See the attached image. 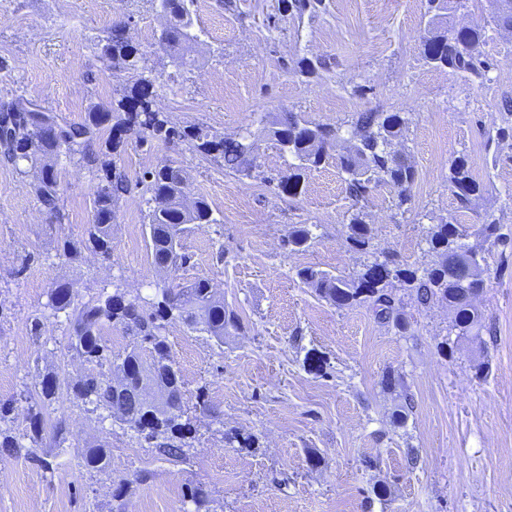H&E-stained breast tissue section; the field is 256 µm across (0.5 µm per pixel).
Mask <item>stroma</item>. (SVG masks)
I'll return each mask as SVG.
<instances>
[{
  "label": "stroma",
  "instance_id": "obj_1",
  "mask_svg": "<svg viewBox=\"0 0 512 512\" xmlns=\"http://www.w3.org/2000/svg\"><path fill=\"white\" fill-rule=\"evenodd\" d=\"M279 3L236 0L227 12L196 0L199 39L182 66L158 45L163 20L152 0H0V100L21 95L82 121L130 79L99 58L106 31L123 23L142 51L139 75L159 87V111L217 135L258 132L261 170L238 178L192 150L125 137L117 161L134 188L115 207L112 257L86 251L72 261L57 244L90 224L93 175L61 163L69 222L59 226L28 182L0 165V402H15L0 429L27 441L36 373L72 380L89 370L68 349L65 318L47 307L54 284H70L79 304L115 284L152 293L140 181L164 162L184 168L189 196L205 198L216 218L183 237L190 262L171 279H211L247 325L220 343L178 321L166 329L195 428L188 463L166 461L64 395L44 412L38 461L0 449V512H191L192 486L205 491L200 512H512V243L492 247L478 233L489 219L512 235V137L497 136L512 126L500 110L512 96V33L488 26V0L452 16L486 29L488 68L471 81L422 60L424 0H325L299 20L280 17ZM315 56L329 57L330 70L310 77L288 66ZM368 109L405 113L396 150L417 172L409 211L396 209L387 187L370 194L364 213L376 243L421 266L432 259L428 226L455 217L469 246L492 252L475 305L494 339L450 336L448 307L409 296L399 334L366 307L330 305L298 278L305 266L349 277L368 257L347 244L353 207L336 164L304 171L295 198L275 195L269 181L290 158L270 122L291 111L338 126L341 150L351 113ZM461 155L487 186L464 209L448 188ZM298 224L313 237L291 252L283 241ZM391 372L402 387H385ZM200 391L214 415L195 410ZM228 432L252 436L254 447L229 446ZM97 443L107 446L103 472L82 464Z\"/></svg>",
  "mask_w": 512,
  "mask_h": 512
}]
</instances>
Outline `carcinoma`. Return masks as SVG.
Here are the masks:
<instances>
[{
	"mask_svg": "<svg viewBox=\"0 0 512 512\" xmlns=\"http://www.w3.org/2000/svg\"><path fill=\"white\" fill-rule=\"evenodd\" d=\"M165 13L166 27L159 42L184 58L187 42L193 40L192 12L194 0H156ZM427 17L421 41V57L435 68H446L475 78L483 76L487 62L482 60L485 28L454 31L443 22L447 12L464 8L469 0H425ZM324 7L323 0H281L278 10L299 19L313 15ZM489 24L512 32V0H491ZM139 54L138 45L126 28L114 26L100 48V59L113 72H131L130 59ZM297 68L303 74L316 76L328 68L326 59H301ZM157 96L154 80L139 77L129 86L116 91L105 108L90 104L83 121L67 122L45 108L28 109L32 101L19 95L0 102V160L14 166L26 177L38 174L32 182L37 200L55 223L64 224L68 215L60 206L59 162L87 168L99 180L92 200L93 222L80 240L64 238L58 251L68 259H76L90 251L108 259L112 255V219L118 201L130 192L125 170L117 164L116 154L123 140L120 132L132 134L143 143L162 141L170 148L187 143L196 151L213 158L224 171L245 178L255 176L258 165V136L247 130L232 137L215 136L195 125L177 128L164 113L153 109ZM408 118L402 112L368 110L352 115L350 126L354 138L350 152L332 157L339 129L313 123L295 112H281L272 122V133L295 163L277 184L278 193L286 197L298 195L301 171L319 167L334 158L344 174L345 192L358 203L373 188L385 186L393 194L394 206L408 210L410 190L415 183L413 166L401 156L392 154L390 144L404 137ZM187 181L185 170L165 163L143 177L145 193L149 194V226L152 264L156 271H173L185 266L190 257L180 252V241L191 224H216L213 210L203 198L185 202L182 185ZM448 188L462 208L480 195L486 186L470 174L465 157L454 158L449 167ZM480 233L491 246L507 241L502 225L490 222L481 225ZM466 230L461 224L442 221L426 231L429 252L435 260L422 268L396 262L379 252L373 243L372 229L364 220L362 210L350 215L347 242L372 261L352 277L333 275L312 266L297 271L299 279L313 288L318 296L338 307L365 306L375 320L399 333L408 329L401 297L394 283L414 295L423 306L444 304L454 312L451 330L456 337L478 339L483 329L482 316L473 306V298L484 291L483 265L487 257L469 248L463 239ZM312 239L308 225L294 227L285 245L291 251L303 250ZM48 305L57 313L66 314L69 349L80 361L109 369L110 374L89 372L67 387L69 395L101 411L112 421L132 431L136 438L155 449L163 459L184 463L186 439L192 426L186 418L184 381L171 357L166 336L167 324L179 321L189 329L206 333L224 343V335L246 329L242 318L224 300L213 294L210 280L199 278L188 286L174 285L160 279L151 296L130 294L120 286L102 292L92 302L72 306V293L65 283H57L48 293ZM117 329L130 338V350L114 355L103 336L104 328ZM152 378L162 390L161 406L145 405L117 391L114 383L122 378L137 381L141 376ZM37 397L28 402L31 443L41 432V409L56 400L60 387L53 375L36 376Z\"/></svg>",
	"mask_w": 512,
	"mask_h": 512,
	"instance_id": "cac0c4a2",
	"label": "carcinoma"
}]
</instances>
